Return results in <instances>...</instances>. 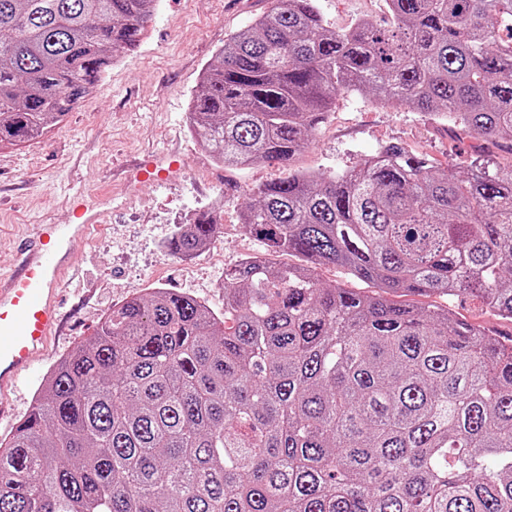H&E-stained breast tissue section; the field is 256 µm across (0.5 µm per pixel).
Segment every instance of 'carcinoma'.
<instances>
[{
  "instance_id": "1",
  "label": "carcinoma",
  "mask_w": 512,
  "mask_h": 512,
  "mask_svg": "<svg viewBox=\"0 0 512 512\" xmlns=\"http://www.w3.org/2000/svg\"><path fill=\"white\" fill-rule=\"evenodd\" d=\"M157 2L0 0V144L59 124ZM386 2L392 23L336 32L316 0H272L202 72L192 136L226 168L288 163L360 91L512 144V0ZM240 221L301 263L242 258L220 315L164 288L113 306L0 440V512H512V338L386 298L512 320V165L455 178L386 145L265 184ZM326 264L381 293L322 285ZM397 303L413 305L425 309H443L455 318L473 326L497 333L498 335L512 334V321L498 316L487 308L480 298L469 295L446 296L442 294H420L414 292H398L386 295Z\"/></svg>"
}]
</instances>
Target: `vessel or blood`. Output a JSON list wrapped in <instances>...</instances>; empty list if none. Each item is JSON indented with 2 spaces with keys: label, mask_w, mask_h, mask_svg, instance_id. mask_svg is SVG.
<instances>
[{
  "label": "vessel or blood",
  "mask_w": 512,
  "mask_h": 512,
  "mask_svg": "<svg viewBox=\"0 0 512 512\" xmlns=\"http://www.w3.org/2000/svg\"><path fill=\"white\" fill-rule=\"evenodd\" d=\"M71 224H38L16 268L0 277V395L16 388L34 354L57 334L63 276L71 245L98 226L101 200L92 193L72 201Z\"/></svg>",
  "instance_id": "vessel-or-blood-1"
}]
</instances>
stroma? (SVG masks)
Here are the masks:
<instances>
[{"mask_svg": "<svg viewBox=\"0 0 512 512\" xmlns=\"http://www.w3.org/2000/svg\"><path fill=\"white\" fill-rule=\"evenodd\" d=\"M269 6L270 0H159L138 49L115 63L63 122L28 144L0 145V274L13 268L17 244L32 225L70 223L69 196L99 191L107 210L102 226L72 245L74 269L63 290V329L8 396L0 438L13 433L56 363L93 335L113 305L166 288L220 313L224 271L241 258L265 254L277 265L297 264L295 255L268 253L239 220L248 196L287 177L289 168L339 174L388 143L445 164L453 175L465 172L477 157L475 138L460 137L426 113L344 92L292 165L227 169L215 164L188 130L191 97L225 40ZM318 6L336 31L362 17L376 22L387 17L385 0H318ZM161 149L182 155L184 174L164 183L138 181L136 159ZM203 210L216 211L218 230L188 265L167 243L177 226L191 223ZM390 299L443 309L470 325L512 334V321L475 297L398 292Z\"/></svg>", "mask_w": 512, "mask_h": 512, "instance_id": "1", "label": "stroma"}]
</instances>
